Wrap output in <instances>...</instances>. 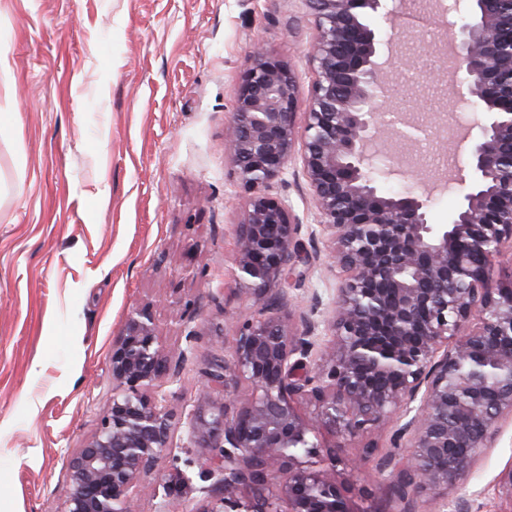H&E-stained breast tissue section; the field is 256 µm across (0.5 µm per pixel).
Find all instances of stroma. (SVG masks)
I'll return each instance as SVG.
<instances>
[{
  "instance_id": "35a3bbf8",
  "label": "stroma",
  "mask_w": 512,
  "mask_h": 512,
  "mask_svg": "<svg viewBox=\"0 0 512 512\" xmlns=\"http://www.w3.org/2000/svg\"><path fill=\"white\" fill-rule=\"evenodd\" d=\"M406 41L387 70L408 112L467 120L446 95L448 19L422 9L395 16ZM314 33L300 0H0V512H61L68 462L99 429L112 394L109 358L128 310L151 304L166 350L181 361L175 452L193 456L186 418L214 360L224 358L253 300L222 293L234 263V226L249 193L236 180L224 134L255 45L291 68L307 102ZM437 57L438 66L420 67ZM443 171L451 129L409 147ZM267 195L316 221L307 182L292 163ZM290 312L313 296L331 307L344 274L327 238ZM190 323L193 342L173 330ZM392 423L352 437L321 429L322 453L357 459L336 470L356 512H400L377 461L392 452ZM512 467V424L449 490L469 512H505L495 484Z\"/></svg>"
}]
</instances>
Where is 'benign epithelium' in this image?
<instances>
[{
	"mask_svg": "<svg viewBox=\"0 0 512 512\" xmlns=\"http://www.w3.org/2000/svg\"><path fill=\"white\" fill-rule=\"evenodd\" d=\"M314 17L315 80L297 124L295 73L262 46L236 96L227 133L237 181L250 192L235 230V294L261 303L237 327L230 358L207 371L206 411L187 425L202 459L200 512H353L336 478L318 467L315 426L351 437L395 418L390 453L377 462L397 498L448 501L483 448L512 419V286L492 288L493 260L512 244V0H450L456 74L472 112L462 164L448 187L461 196L447 224L427 220L429 193L413 171L383 165L376 133L428 135L392 106L371 24L392 20L386 0H302ZM300 156L317 222L266 191ZM407 183L400 195L383 180ZM328 236L345 273L331 311L314 296L293 330L290 279L318 259L303 237ZM331 345L319 347L322 336ZM112 397L101 428L69 461L61 512H137L135 491L173 454L167 409L178 371L150 305L132 307L110 357ZM317 406L305 418L303 401Z\"/></svg>",
	"mask_w": 512,
	"mask_h": 512,
	"instance_id": "1",
	"label": "benign epithelium"
}]
</instances>
